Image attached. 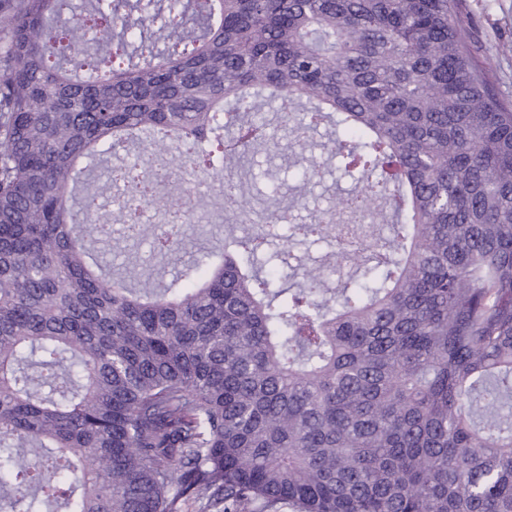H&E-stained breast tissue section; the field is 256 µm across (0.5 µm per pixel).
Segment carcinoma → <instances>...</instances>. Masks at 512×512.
Returning a JSON list of instances; mask_svg holds the SVG:
<instances>
[{"instance_id":"cac0c4a2","label":"carcinoma","mask_w":512,"mask_h":512,"mask_svg":"<svg viewBox=\"0 0 512 512\" xmlns=\"http://www.w3.org/2000/svg\"><path fill=\"white\" fill-rule=\"evenodd\" d=\"M263 100L336 125L362 183L336 208L388 236L332 250L354 257L334 291L230 229L180 288L115 276L112 181L185 216L133 231L182 251L194 187L218 177L232 210L251 144L288 150ZM163 156L185 196L146 191ZM188 501L512 512V104L455 0H0V512Z\"/></svg>"}]
</instances>
